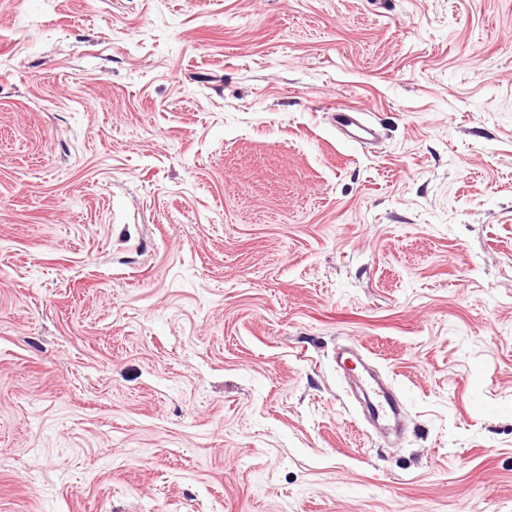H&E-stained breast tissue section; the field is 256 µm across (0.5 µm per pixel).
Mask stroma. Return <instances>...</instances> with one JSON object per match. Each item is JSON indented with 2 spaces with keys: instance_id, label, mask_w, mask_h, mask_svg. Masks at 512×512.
I'll use <instances>...</instances> for the list:
<instances>
[{
  "instance_id": "1",
  "label": "stroma",
  "mask_w": 512,
  "mask_h": 512,
  "mask_svg": "<svg viewBox=\"0 0 512 512\" xmlns=\"http://www.w3.org/2000/svg\"><path fill=\"white\" fill-rule=\"evenodd\" d=\"M0 512H512V0H0ZM333 119L337 127L349 133L351 141L364 144L375 135V129L361 121L360 112L339 110L333 114ZM366 384V394L372 399L370 413L374 421L387 426L397 425L405 410L403 401L394 396L388 382L383 384L370 375Z\"/></svg>"
}]
</instances>
